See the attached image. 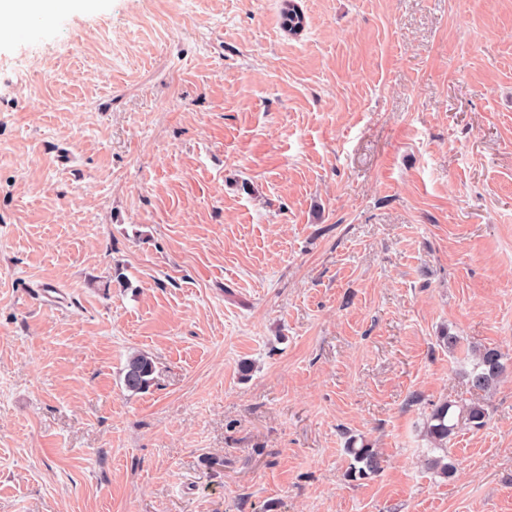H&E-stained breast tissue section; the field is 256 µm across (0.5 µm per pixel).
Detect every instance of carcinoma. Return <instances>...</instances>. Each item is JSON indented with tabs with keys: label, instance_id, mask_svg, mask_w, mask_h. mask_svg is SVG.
<instances>
[{
	"label": "carcinoma",
	"instance_id": "cac0c4a2",
	"mask_svg": "<svg viewBox=\"0 0 512 512\" xmlns=\"http://www.w3.org/2000/svg\"><path fill=\"white\" fill-rule=\"evenodd\" d=\"M281 24L286 31L293 34L305 27V15L294 0H285ZM154 371L153 360L147 354L137 353L130 356L123 369L125 389L133 393L147 390L151 386ZM506 373L507 366L503 362L500 350L495 347H485L476 353V361L468 378L473 388L490 391L496 388ZM488 419L489 412L478 403L445 401L436 406L426 420L425 436L433 448L442 451V455L428 459V468L445 478H452L456 472V466L449 460L448 440L463 426L473 430L483 429ZM345 452L350 457L345 473L350 481L367 479L382 468L378 453L364 442L359 444L356 439L349 438Z\"/></svg>",
	"mask_w": 512,
	"mask_h": 512
}]
</instances>
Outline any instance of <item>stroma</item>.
Returning <instances> with one entry per match:
<instances>
[{
	"label": "stroma",
	"instance_id": "1",
	"mask_svg": "<svg viewBox=\"0 0 512 512\" xmlns=\"http://www.w3.org/2000/svg\"><path fill=\"white\" fill-rule=\"evenodd\" d=\"M297 2L0 21V512H512V0ZM282 27L293 34H297L305 27V15L294 0H286L281 13ZM507 373L503 355L495 347H484L476 353V361L468 374L469 382L474 389L490 391L502 381ZM155 371L153 360L145 353L130 356L124 366V387L133 393L146 391L152 383ZM488 419L489 412L478 403L444 401L436 406L426 420L424 431L429 443L433 446L431 450H441L443 455L428 459V468L445 478H452L456 472V466L448 456V440L463 426L473 430L483 429ZM357 439L349 438L346 443L345 452L350 457L348 469L345 473L350 481L367 479L378 473L381 468V459L378 453L368 444L362 442L356 446Z\"/></svg>",
	"mask_w": 512,
	"mask_h": 512
}]
</instances>
